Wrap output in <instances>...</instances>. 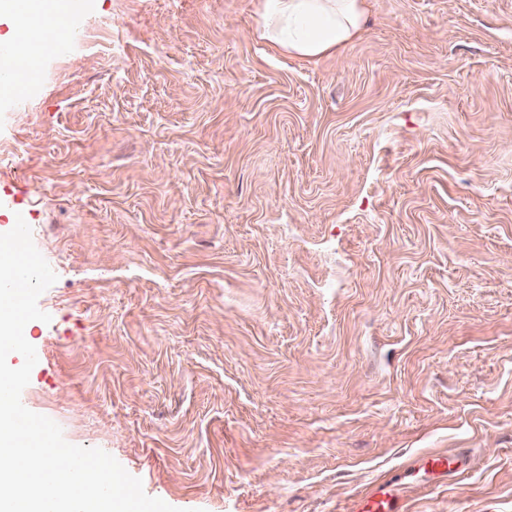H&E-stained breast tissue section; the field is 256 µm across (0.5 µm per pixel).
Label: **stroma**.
<instances>
[{
  "label": "stroma",
  "mask_w": 512,
  "mask_h": 512,
  "mask_svg": "<svg viewBox=\"0 0 512 512\" xmlns=\"http://www.w3.org/2000/svg\"><path fill=\"white\" fill-rule=\"evenodd\" d=\"M254 27L83 0L0 95V233L58 276L23 405L181 512L394 475L402 512H512V0H369L313 61Z\"/></svg>",
  "instance_id": "1"
}]
</instances>
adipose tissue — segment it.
<instances>
[{"instance_id": "obj_1", "label": "adipose tissue", "mask_w": 512, "mask_h": 512, "mask_svg": "<svg viewBox=\"0 0 512 512\" xmlns=\"http://www.w3.org/2000/svg\"><path fill=\"white\" fill-rule=\"evenodd\" d=\"M367 0H256L255 34L286 53L313 59L333 54L364 31ZM0 15L25 17L30 36L66 32L69 0H0Z\"/></svg>"}]
</instances>
